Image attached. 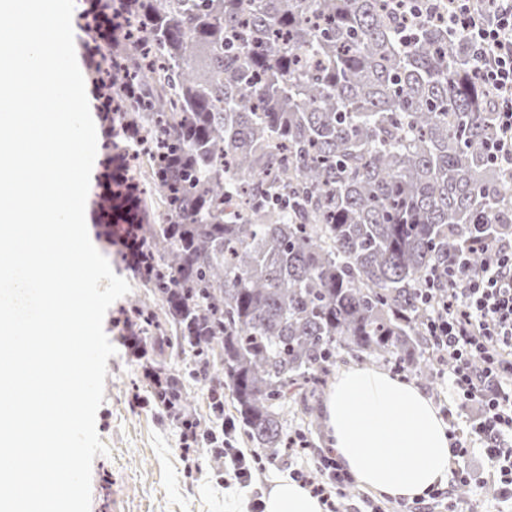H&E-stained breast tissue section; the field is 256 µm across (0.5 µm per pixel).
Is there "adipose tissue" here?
Returning a JSON list of instances; mask_svg holds the SVG:
<instances>
[{"label": "adipose tissue", "instance_id": "adipose-tissue-1", "mask_svg": "<svg viewBox=\"0 0 512 512\" xmlns=\"http://www.w3.org/2000/svg\"><path fill=\"white\" fill-rule=\"evenodd\" d=\"M339 469L378 498L409 505L448 481V423L412 382L366 365L342 368L324 403ZM262 512H322L318 498L286 475L272 477Z\"/></svg>", "mask_w": 512, "mask_h": 512}]
</instances>
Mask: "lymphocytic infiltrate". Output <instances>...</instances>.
I'll return each instance as SVG.
<instances>
[{"instance_id":"1","label":"lymphocytic infiltrate","mask_w":512,"mask_h":512,"mask_svg":"<svg viewBox=\"0 0 512 512\" xmlns=\"http://www.w3.org/2000/svg\"><path fill=\"white\" fill-rule=\"evenodd\" d=\"M82 26L105 41L125 25L128 0H81ZM399 13H424L410 0H397ZM463 34L473 47L472 69L479 82L498 95L499 136L493 145L496 162L512 167V0H443L425 13ZM95 108L104 139L112 137V114L118 104L104 79L106 72L94 51H85ZM96 195L97 218L111 225V244L129 269L142 263L139 205L128 180L127 154L114 147L104 160ZM470 251L481 256V270L470 274L455 265L435 270V281L447 293L435 306L428 331L442 358L452 365L451 378L459 407L478 402L482 407L466 441L455 444L456 457L469 451L470 441L483 446L492 462L490 481L501 499L512 500V238H473Z\"/></svg>"}]
</instances>
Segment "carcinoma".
Segmentation results:
<instances>
[{
    "label": "carcinoma",
    "mask_w": 512,
    "mask_h": 512,
    "mask_svg": "<svg viewBox=\"0 0 512 512\" xmlns=\"http://www.w3.org/2000/svg\"><path fill=\"white\" fill-rule=\"evenodd\" d=\"M130 23L83 38L137 133L117 139L143 219L147 300L128 317L152 350L224 377L271 456L300 434L288 403L320 428L340 359L430 378L432 273L512 236L471 45L392 0H135ZM151 369L153 401L200 426L180 378Z\"/></svg>",
    "instance_id": "1"
}]
</instances>
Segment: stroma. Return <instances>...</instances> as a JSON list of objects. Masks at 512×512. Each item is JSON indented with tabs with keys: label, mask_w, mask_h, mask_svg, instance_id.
<instances>
[{
	"label": "stroma",
	"mask_w": 512,
	"mask_h": 512,
	"mask_svg": "<svg viewBox=\"0 0 512 512\" xmlns=\"http://www.w3.org/2000/svg\"><path fill=\"white\" fill-rule=\"evenodd\" d=\"M91 241L109 261L116 275L125 278L131 292L108 309L103 326L121 317L131 303L142 299L144 290L136 276L127 270L110 244L100 238L98 224L88 226ZM150 356L134 357L125 348L107 361L105 397L96 416V428L110 455L96 456L92 464L91 512H224V491L236 487L234 478L221 476V469H232V461L218 463L208 453H183L181 425L155 406L150 383L143 372ZM179 377L193 397L195 419L202 431L222 432L223 424L235 415L232 398H225L223 414L214 413L208 385L180 367ZM139 404H132V396ZM225 447L240 451L251 466L253 493L267 485L272 476L295 470L315 471L313 459L295 454H279L260 459V451L247 439L243 429L223 434Z\"/></svg>",
	"instance_id": "stroma-1"
}]
</instances>
